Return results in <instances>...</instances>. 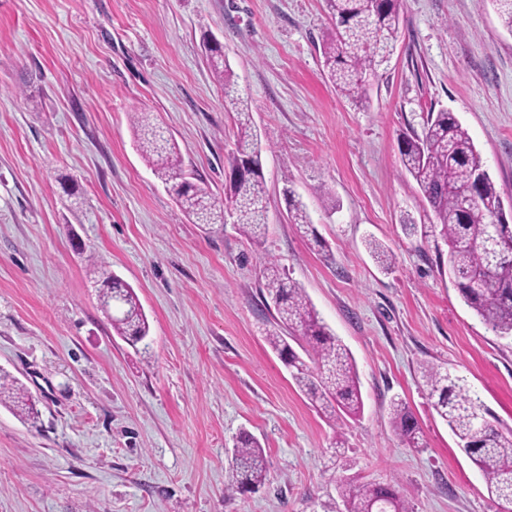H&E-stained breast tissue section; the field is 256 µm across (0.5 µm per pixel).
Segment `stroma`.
<instances>
[{
    "label": "stroma",
    "instance_id": "1",
    "mask_svg": "<svg viewBox=\"0 0 512 512\" xmlns=\"http://www.w3.org/2000/svg\"><path fill=\"white\" fill-rule=\"evenodd\" d=\"M332 29L325 0H0V371L37 409L0 404V512H323L343 477L399 486L412 512H497L421 368L464 379L512 429V339L463 304L398 141L454 112L512 210V33L493 0H402L395 53L358 107L326 78ZM210 36L262 135L258 244L194 224L134 142L133 114L151 113L224 199L237 129ZM288 185L333 262L289 223ZM90 250L136 292L149 350L113 331ZM267 257L350 350L360 416L327 421L266 343ZM395 399L422 447L394 431ZM243 431L269 462L244 494L229 485ZM390 423L397 435L409 447L419 448L422 434L414 414L402 400H393L389 407Z\"/></svg>",
    "mask_w": 512,
    "mask_h": 512
}]
</instances>
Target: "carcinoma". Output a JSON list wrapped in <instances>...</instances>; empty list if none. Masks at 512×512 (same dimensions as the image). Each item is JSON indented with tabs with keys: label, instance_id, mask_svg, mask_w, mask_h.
Masks as SVG:
<instances>
[{
	"label": "carcinoma",
	"instance_id": "obj_1",
	"mask_svg": "<svg viewBox=\"0 0 512 512\" xmlns=\"http://www.w3.org/2000/svg\"><path fill=\"white\" fill-rule=\"evenodd\" d=\"M333 32L322 45L327 78L336 92L355 104L366 101V78L389 58L400 28L401 0H325ZM224 86V101L236 115V148L228 157L229 195L238 230L261 243L267 219L262 177V140L253 129L248 100L224 65L215 66ZM136 146L157 178L196 224L224 223V205L211 190L190 181L176 144L146 112L133 116ZM402 168L419 186L434 221L431 232L448 247V275L461 300L498 336L512 337V225L503 222V200L472 137L457 116L442 110L427 120L422 134L399 143ZM288 221L304 230L311 218L306 204L286 188ZM97 292L115 298L104 310L113 331L136 343L149 335V323L138 296L113 274L108 263L88 256ZM264 288L274 304L277 327L266 340L290 371L296 386L332 421L355 417L364 401L355 361L349 349L319 317L304 288L290 280L273 259L263 263ZM304 342L300 356L287 338ZM423 378L432 407L457 438L460 450L483 473L487 492L501 512H512V429L502 430L488 418L480 397L448 370L430 366ZM0 398L21 415H35L24 390L0 376ZM390 423L412 448L421 445L418 421L408 406L394 400ZM268 460L259 441L240 434L233 450L230 485L250 491L267 478ZM340 497L346 512H409L400 492L388 484L357 485L343 481Z\"/></svg>",
	"mask_w": 512,
	"mask_h": 512
}]
</instances>
